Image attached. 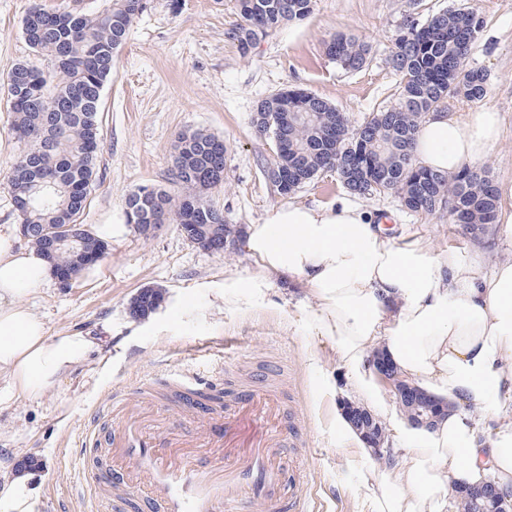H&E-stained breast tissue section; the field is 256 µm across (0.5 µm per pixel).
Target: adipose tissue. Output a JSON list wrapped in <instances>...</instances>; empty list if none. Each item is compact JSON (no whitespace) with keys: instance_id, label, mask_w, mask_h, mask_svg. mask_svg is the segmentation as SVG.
Instances as JSON below:
<instances>
[{"instance_id":"1","label":"adipose tissue","mask_w":512,"mask_h":512,"mask_svg":"<svg viewBox=\"0 0 512 512\" xmlns=\"http://www.w3.org/2000/svg\"><path fill=\"white\" fill-rule=\"evenodd\" d=\"M502 118L487 106L427 115L413 141L418 165L452 175L483 162L497 144ZM257 270L210 285L214 307L264 298L275 283H299L315 301L310 319L329 339L366 408L384 398L369 356L382 351L400 376L449 408L433 429L394 428L390 465H372L373 450L344 411L330 431L363 464L369 512H447L451 488L491 479L512 491V258L485 267L481 253L435 251L408 231L388 234L361 207L283 205L247 228ZM52 268L36 248L0 228V373L30 398L54 390L100 345L75 332L48 336L24 293L49 284ZM31 475L0 483V512H33Z\"/></svg>"}]
</instances>
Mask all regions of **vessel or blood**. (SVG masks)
I'll return each instance as SVG.
<instances>
[{"label": "vessel or blood", "mask_w": 512, "mask_h": 512, "mask_svg": "<svg viewBox=\"0 0 512 512\" xmlns=\"http://www.w3.org/2000/svg\"><path fill=\"white\" fill-rule=\"evenodd\" d=\"M182 398L180 423L188 434L168 428L163 436L142 429L126 404L98 407L87 447L103 446L135 472V482L112 471L95 475L96 489H109L114 512L134 503L143 512H307L298 488L305 477L292 449L297 431L279 418L281 400L260 388L238 391L236 410L224 431V449L208 469L195 454L206 440L205 426L213 413L204 397L210 382L194 373L174 375ZM165 440L169 450L157 449Z\"/></svg>", "instance_id": "b4317fda"}]
</instances>
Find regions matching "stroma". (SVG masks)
Here are the masks:
<instances>
[{"label":"stroma","instance_id":"obj_1","mask_svg":"<svg viewBox=\"0 0 512 512\" xmlns=\"http://www.w3.org/2000/svg\"><path fill=\"white\" fill-rule=\"evenodd\" d=\"M32 1L0 0V225L20 222L10 178L25 149L11 130L7 76L20 63L51 67L23 35ZM450 2L314 0L306 19L284 24L245 55L227 37L240 20L235 0H150L134 19L102 93L98 173L81 221L91 229L125 223V197L141 185L183 194V187L171 181L176 137L201 129L227 146L224 183L210 191L209 200L240 236L224 253L212 254L174 224L150 238L131 230L109 243L95 273H82L69 287L54 282L29 295L49 336L111 329L99 349L40 398L9 391V379L0 378V477L17 468L30 470L38 491L35 512H88L78 485L110 463L101 449L88 452L84 461L76 459L88 409L115 396L139 404L137 380L142 377L162 399L153 408L152 423L166 429L178 411L170 383L179 371L214 377L223 391L260 384L278 391L285 415L304 434L303 489L314 512H364L353 453L329 432L335 405L353 400L354 394L331 343L302 319L312 310V299L278 284L259 305L221 313L211 307L204 284L254 272L242 234L249 225L263 223L275 207L329 205L350 197L330 172L285 197L270 186L264 170L275 159L273 144L251 123L258 102L283 89H301L335 105L350 125H359L369 113L399 100L400 77L389 59L407 15L424 17ZM464 2L483 21L467 64L486 71L483 102L504 118L502 137L482 166L494 182L512 181V0ZM337 33L370 45L363 69L343 71L326 56L324 43ZM359 204L374 218L386 215L391 225H408L435 249L467 254L479 249L491 263L504 257L495 235L470 240L441 215L405 209L392 193ZM148 287L160 290L159 309L131 318V301ZM268 367L275 375L258 380ZM326 374L334 392L322 388Z\"/></svg>","mask_w":512,"mask_h":512}]
</instances>
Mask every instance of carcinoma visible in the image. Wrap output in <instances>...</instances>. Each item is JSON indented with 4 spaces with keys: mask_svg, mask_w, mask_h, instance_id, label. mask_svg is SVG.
Here are the masks:
<instances>
[{
    "mask_svg": "<svg viewBox=\"0 0 512 512\" xmlns=\"http://www.w3.org/2000/svg\"><path fill=\"white\" fill-rule=\"evenodd\" d=\"M241 22L228 35L242 54L262 37L312 12L313 0H236ZM147 0H110L94 14L58 12L34 4L23 20V34L37 53L50 57L55 70L17 65L7 85L12 130L25 143L11 178L21 234L57 269L76 274L84 258L103 257L107 244L83 228V214L95 184L100 151V101L112 78V62L133 20ZM483 22L465 5H452L425 19L408 18L400 27L390 57L401 76L398 104L371 113L357 127L335 105L301 90L265 98L256 115L267 117V132L281 143L275 163L286 181L273 183L288 196L318 174L336 167L353 195L391 191L410 211L448 213L473 240L496 223L498 193L489 172L466 167L454 175L419 166L412 155L415 133L429 112L459 97L479 100L487 92V74L464 69ZM326 56L345 71L368 60L369 46L347 34L325 43ZM172 165L174 183L196 190L182 198L153 185H142L126 198V221L179 224L194 234L196 224H219L220 210L206 193L224 183V145L202 131L178 135ZM64 226L72 241L60 242ZM161 294L147 288L135 298L131 317L153 309Z\"/></svg>",
    "mask_w": 512,
    "mask_h": 512,
    "instance_id": "obj_1",
    "label": "carcinoma"
}]
</instances>
